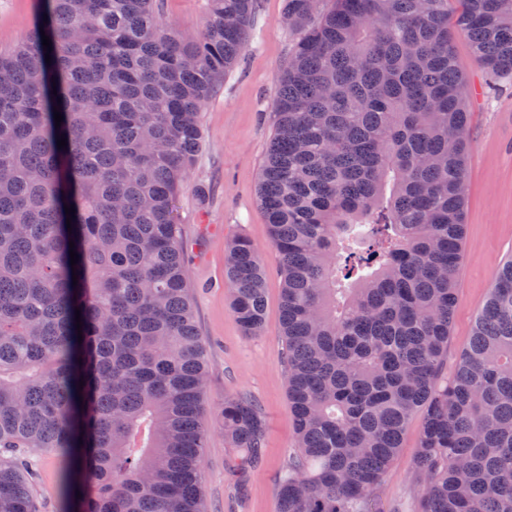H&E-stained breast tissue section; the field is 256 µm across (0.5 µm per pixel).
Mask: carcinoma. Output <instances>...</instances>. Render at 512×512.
I'll list each match as a JSON object with an SVG mask.
<instances>
[{
	"label": "carcinoma",
	"mask_w": 512,
	"mask_h": 512,
	"mask_svg": "<svg viewBox=\"0 0 512 512\" xmlns=\"http://www.w3.org/2000/svg\"><path fill=\"white\" fill-rule=\"evenodd\" d=\"M454 1L487 93L512 87V0H287L295 39L258 191L296 424L279 512H379L419 409L421 512H512V259L441 377L471 123ZM208 6L187 36L157 0H45L0 53V512H39L19 456L36 448L72 459L62 512H204L206 346L177 208L256 0ZM224 279L259 335L265 269L242 234ZM221 419L246 472L265 422L233 394Z\"/></svg>",
	"instance_id": "carcinoma-1"
}]
</instances>
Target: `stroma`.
Returning a JSON list of instances; mask_svg holds the SVG:
<instances>
[{
  "instance_id": "1",
  "label": "stroma",
  "mask_w": 512,
  "mask_h": 512,
  "mask_svg": "<svg viewBox=\"0 0 512 512\" xmlns=\"http://www.w3.org/2000/svg\"><path fill=\"white\" fill-rule=\"evenodd\" d=\"M285 4L286 0H257L248 46L203 109L202 146L178 204L186 278L198 331L207 342L203 412L208 432L201 462L206 512H277V482L288 467L295 441L281 328L279 258L258 202L262 161L276 121L273 97L294 40L284 19ZM44 6V0H0V51L26 38ZM161 14L167 25L192 34L207 21L206 0H163ZM469 138L466 231L444 359L448 375L468 345L471 326L500 262L512 256V89L473 99ZM237 233L253 242L267 272L265 326L256 337L243 336L224 282V245ZM228 393L251 398L266 424L262 457L244 473L229 468L235 451L225 441L220 421ZM423 420V413H415L405 429L399 456L378 490L380 512H419L414 462ZM28 460L41 512H62L61 478L71 466L70 458L36 450Z\"/></svg>"
}]
</instances>
